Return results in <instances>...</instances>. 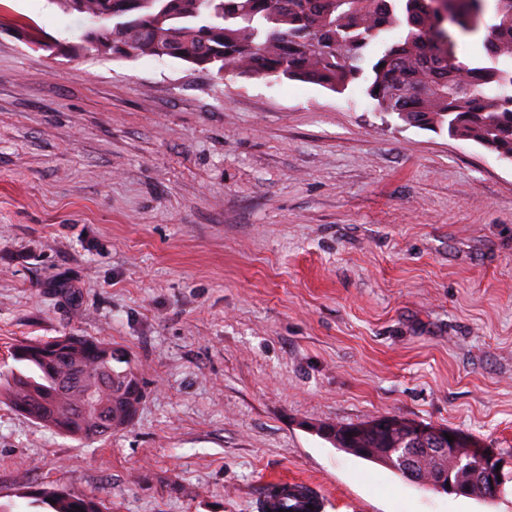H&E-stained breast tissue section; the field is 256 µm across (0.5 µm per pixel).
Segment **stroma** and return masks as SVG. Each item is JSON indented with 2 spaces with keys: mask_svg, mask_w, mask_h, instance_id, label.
Masks as SVG:
<instances>
[{
  "mask_svg": "<svg viewBox=\"0 0 512 512\" xmlns=\"http://www.w3.org/2000/svg\"><path fill=\"white\" fill-rule=\"evenodd\" d=\"M50 0H0V368L66 333L122 348L144 401L79 443L0 400V503L258 512H512L336 449L323 424L457 429L512 473V162L374 109L361 88L172 58L50 55ZM295 489L303 492L306 497L309 499L310 497L315 498L318 503V510L321 511L324 509V503L322 496H319L315 491L314 487L310 484L302 481H288V480H274L270 481L265 485L263 492L261 493L258 500V509L262 511H273L277 510L276 508V499L273 497V492L276 490L282 489ZM47 496L46 501H42V503L46 504L50 511L44 512H70V510H73V512H81V510H85V512H102L100 501L93 495L62 490L50 491ZM48 498H51V502H48ZM52 500H55V503H52ZM74 506L80 507V510L74 509Z\"/></svg>",
  "mask_w": 512,
  "mask_h": 512,
  "instance_id": "obj_1",
  "label": "stroma"
}]
</instances>
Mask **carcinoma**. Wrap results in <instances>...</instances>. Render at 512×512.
Wrapping results in <instances>:
<instances>
[{
  "label": "carcinoma",
  "instance_id": "obj_1",
  "mask_svg": "<svg viewBox=\"0 0 512 512\" xmlns=\"http://www.w3.org/2000/svg\"><path fill=\"white\" fill-rule=\"evenodd\" d=\"M447 20L434 0H83L99 21L96 37L64 48L114 58L169 57L221 75L312 83L343 92L360 82L375 109L411 125L448 128L512 161V0H456ZM399 32L389 39L391 31ZM484 33L480 56L458 55L462 36ZM18 366L0 374V397L37 423L80 441L130 425L144 393L136 368L112 343L58 336L13 347ZM326 440L368 461L401 458L422 478L444 476L493 499L505 489L479 486L477 445L458 431L455 450L425 433L374 419L324 424ZM50 512H102L76 491H50Z\"/></svg>",
  "mask_w": 512,
  "mask_h": 512
}]
</instances>
